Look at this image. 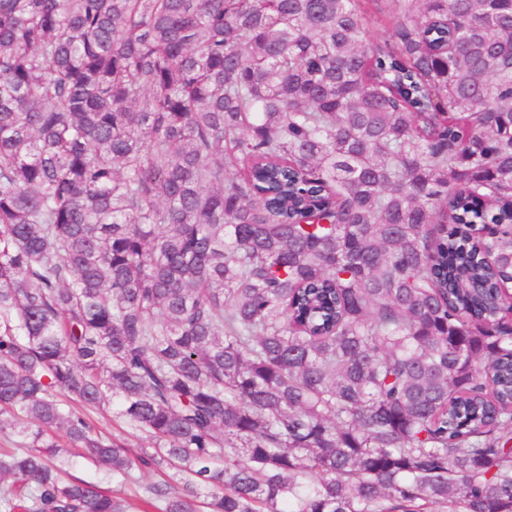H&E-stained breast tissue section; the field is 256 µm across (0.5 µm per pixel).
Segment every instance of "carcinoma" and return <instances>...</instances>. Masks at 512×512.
Returning a JSON list of instances; mask_svg holds the SVG:
<instances>
[{
    "instance_id": "carcinoma-1",
    "label": "carcinoma",
    "mask_w": 512,
    "mask_h": 512,
    "mask_svg": "<svg viewBox=\"0 0 512 512\" xmlns=\"http://www.w3.org/2000/svg\"><path fill=\"white\" fill-rule=\"evenodd\" d=\"M386 9L0 0V512H512V0ZM90 416L103 432L125 439V442L135 454L139 452V448L151 446V442L147 438V435L142 432L132 434L127 429H121L115 424L113 425L112 421L105 420L93 413H90ZM72 474L80 479H83L87 482L99 484L103 488L112 487V490L117 493H121L122 496L128 497L130 499H136L135 495L137 492V488L135 486L126 487L125 490H121L119 492V488L112 484L109 480H105L104 471L101 466H96L87 456L79 459V464L72 471Z\"/></svg>"
}]
</instances>
